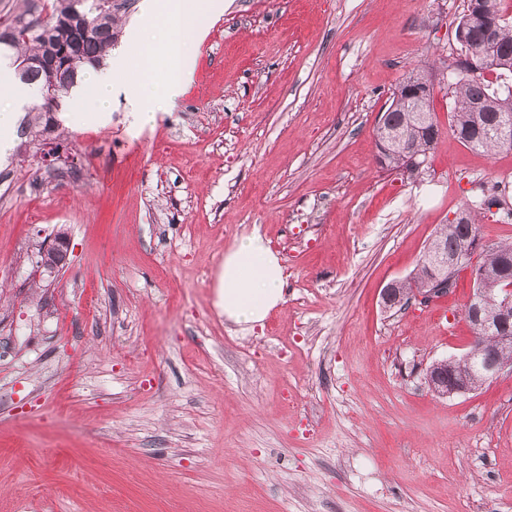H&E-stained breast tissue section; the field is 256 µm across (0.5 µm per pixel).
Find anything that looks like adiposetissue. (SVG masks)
I'll return each mask as SVG.
<instances>
[{"label": "adipose tissue", "instance_id": "adipose-tissue-1", "mask_svg": "<svg viewBox=\"0 0 512 512\" xmlns=\"http://www.w3.org/2000/svg\"><path fill=\"white\" fill-rule=\"evenodd\" d=\"M223 9L224 0H145L141 19L131 32L132 42H140L144 32L164 11L169 12L185 32L183 41L173 42L169 47L168 76L149 78L153 62L151 51H143L137 58L116 54L110 57L106 67L88 72L74 86L75 111L88 118L104 112L112 95L113 75L133 68L145 74L144 80L131 88L132 100L139 108L136 120H146L141 107L152 98L175 101L194 78L193 48L204 39L199 19L217 15ZM34 95V89L16 81L7 64H0V97L8 101L7 106L0 107V154L11 149L17 116ZM284 286V268L279 256L261 234L254 232L236 239L225 250L224 263L216 278L215 304L229 322L252 327L262 323L268 313L282 303Z\"/></svg>", "mask_w": 512, "mask_h": 512}]
</instances>
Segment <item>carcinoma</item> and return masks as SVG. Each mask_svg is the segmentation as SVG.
<instances>
[{"instance_id":"1","label":"carcinoma","mask_w":512,"mask_h":512,"mask_svg":"<svg viewBox=\"0 0 512 512\" xmlns=\"http://www.w3.org/2000/svg\"><path fill=\"white\" fill-rule=\"evenodd\" d=\"M73 0H22L19 12L5 20H0V52H12L16 62L38 58L45 55L46 42L43 35L58 41L56 50V68L49 71L39 65L28 68L19 75L24 85L37 87L43 94L49 88L55 89V95L46 99L39 98L27 113V127L35 132L47 131L52 121V112L58 110L61 101L74 86L81 74L89 68H99L107 59L116 38V16L112 11V0H80L81 9L93 34L74 42L71 35L57 28L61 15L70 10ZM473 6L470 14L462 15L459 25L465 27V33L477 53L485 49L502 59L504 69L497 71L496 78L482 73L460 72L455 82L449 85L454 105L448 113V127L464 145L482 149L486 152L502 148H512V95L499 90L500 78L505 77L512 85V19L501 26L497 39L487 43L484 40L482 19L487 14H505L504 0H467ZM411 101L403 99L391 101L386 110V125L394 131L397 141L393 144V155L387 159V168H398L400 157L417 154L423 159L433 151L441 128L435 113L427 112L429 123L416 119ZM448 252L460 248L472 252L481 251L479 268L485 270L487 278L495 283H512V241L499 242L483 246L479 242L474 216L462 223L450 222L440 232ZM445 268L437 264L429 255L423 261L413 277V282L404 281L401 287V299L395 306H407L413 294L411 288H423L427 281L441 273Z\"/></svg>"}]
</instances>
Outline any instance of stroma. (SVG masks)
Wrapping results in <instances>:
<instances>
[{"label": "stroma", "instance_id": "35a3bbf8", "mask_svg": "<svg viewBox=\"0 0 512 512\" xmlns=\"http://www.w3.org/2000/svg\"><path fill=\"white\" fill-rule=\"evenodd\" d=\"M465 0H224L192 84L136 123L55 112L46 162L0 157V512H512V374L441 396L472 342L461 271L384 310L461 208L512 239V149L448 129L442 78ZM432 75L442 128L415 174L376 161L395 86ZM42 212L30 218L32 207ZM260 231L285 301L240 328L215 307ZM68 244L63 269L39 246ZM456 359L458 358L435 362L429 367L427 370V372H429L428 384L434 392L443 396L468 392L465 387V381L448 382V377H455L456 379L461 378V373L454 367L448 370L447 375L448 364L453 363Z\"/></svg>", "mask_w": 512, "mask_h": 512}]
</instances>
